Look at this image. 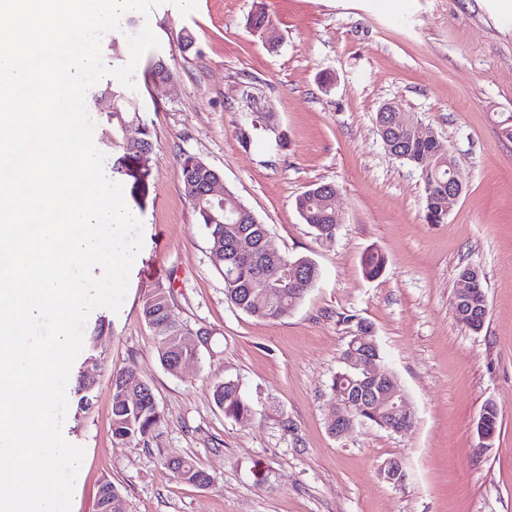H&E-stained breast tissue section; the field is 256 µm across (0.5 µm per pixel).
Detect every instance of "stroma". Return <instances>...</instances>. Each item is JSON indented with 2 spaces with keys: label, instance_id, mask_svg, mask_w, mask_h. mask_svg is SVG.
<instances>
[{
  "label": "stroma",
  "instance_id": "1",
  "mask_svg": "<svg viewBox=\"0 0 512 512\" xmlns=\"http://www.w3.org/2000/svg\"><path fill=\"white\" fill-rule=\"evenodd\" d=\"M265 7L279 36L269 48L247 17ZM150 26L160 45L133 74L129 97L154 132L148 167L106 151L104 172L124 186L144 245L119 312L94 310L68 380L62 435L83 447L72 512H95L103 481L127 512H512V0H141L102 39L111 67L129 60L128 35ZM191 32L181 52L176 37ZM169 64L174 83L154 87L150 66ZM330 83H323V76ZM395 103L449 145L466 188L448 221L428 223L419 169L391 155L376 114ZM248 141H241L238 127ZM192 154L267 224L274 248L306 256L320 278L277 320L229 305L205 232L181 184ZM319 183L335 184L341 215L322 240L294 205ZM387 259L366 277L370 248ZM483 278L488 316L480 331L451 307L462 268ZM171 287L190 332L208 334L201 362L178 375L161 364L157 332L142 316L144 293ZM371 325L385 366L415 412L404 433L354 420L329 434L328 387L358 322ZM100 363L88 407L77 382L88 357ZM134 366L152 389L162 422L152 437L113 440L112 374ZM239 379L252 416L225 417L216 381ZM499 411L494 438L477 422ZM196 460L209 487L165 468ZM398 461L402 482L384 478Z\"/></svg>",
  "mask_w": 512,
  "mask_h": 512
}]
</instances>
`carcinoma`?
<instances>
[{
	"mask_svg": "<svg viewBox=\"0 0 512 512\" xmlns=\"http://www.w3.org/2000/svg\"><path fill=\"white\" fill-rule=\"evenodd\" d=\"M250 31L265 40L270 47L276 41L266 38V33L274 28L273 20L263 9L253 12L248 18ZM105 91L117 103V111L107 117L112 137L124 151V155L149 163L153 152V132L140 113L126 106L129 95L119 82H109ZM393 134L405 141L404 161L427 169L423 178L425 191L426 219L430 224H444L447 215L441 210V199L437 187L448 182V157L439 147L430 143L408 140V134L401 122L393 121ZM215 168L202 159L186 154L181 160L180 172L183 191L190 200L198 223L206 232L210 256L219 262L213 263L224 280V296L227 302L239 311L260 320H275L288 315L289 309L296 307L320 277L315 262L304 256L271 255L265 248L267 225L231 191H224V204L217 205L206 196V186ZM318 194L314 196L302 192L295 199V208L304 223L312 227L318 238L331 240L336 237V185L323 183L314 186ZM255 239L253 256L244 260L236 256L234 243L242 234ZM387 264L385 254L378 248L367 250L362 257V268L369 278L380 276ZM265 272L271 286L280 289L270 302L262 308L252 305V290L260 272ZM457 306L453 308L456 319L473 331L482 329L483 324H471L469 298L454 294ZM142 315L145 322L159 331L158 356L162 365L172 374L176 373L175 362L181 357H200V352L181 342V336L188 333L174 310L172 290L157 286L145 294ZM348 349L361 351L371 357H381L375 337L369 326L358 324L357 331L348 343ZM121 373L112 375V437L121 442L143 441L158 429L161 413L154 395H144L139 402L131 399V393L121 390ZM358 373L351 369L336 374L329 386L331 398L352 402L356 418L370 421L380 427L378 421L384 417L381 401L358 397ZM215 404L228 418H244L253 413L249 400L245 397L239 381L226 378L213 385ZM167 468L181 482L195 485L200 479L213 482L212 476L190 458H176L166 462Z\"/></svg>",
	"mask_w": 512,
	"mask_h": 512,
	"instance_id": "obj_1",
	"label": "carcinoma"
}]
</instances>
